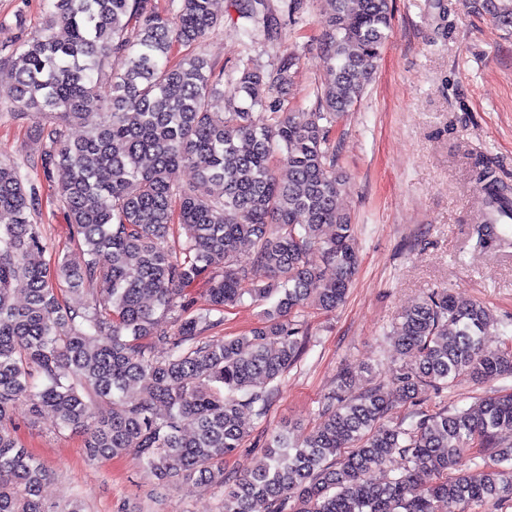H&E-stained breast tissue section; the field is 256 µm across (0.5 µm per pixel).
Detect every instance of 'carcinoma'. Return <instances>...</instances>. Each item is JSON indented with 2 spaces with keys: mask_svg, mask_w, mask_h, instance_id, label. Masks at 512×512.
<instances>
[{
  "mask_svg": "<svg viewBox=\"0 0 512 512\" xmlns=\"http://www.w3.org/2000/svg\"><path fill=\"white\" fill-rule=\"evenodd\" d=\"M329 2L333 79L315 112L283 111L291 56L271 71L245 63L224 104V72L197 52L221 23L212 0H179L173 19L152 0H51L43 29L10 50L0 84L10 83L11 116L34 120L41 149L22 165L0 161V512H86L78 496L62 507L42 497L48 470L10 427L20 405L52 411L91 458L136 453L161 488L221 490L220 512H478L512 499V450L498 440L512 431V393L475 409L426 404L461 379L512 376V343H484L490 310L448 290L401 314L391 342L412 359L392 380L329 398L297 439L272 432L250 472L224 469L250 437L242 410L264 416L305 350L299 317L343 305L360 263L330 126L373 80L391 13L389 0ZM483 8L512 30L511 3ZM104 68L107 99L94 81ZM93 108L102 120L72 138ZM48 112L64 123L41 121ZM24 167L67 173L57 194L77 258L45 260L40 191ZM183 167L194 181L176 180ZM475 168L491 214L478 240L509 247L499 226L512 223V201L492 169ZM200 283L204 311L192 296ZM73 294L83 307L67 304ZM246 297L273 301L264 320L209 335ZM97 400L109 416L96 415ZM405 406L408 424L394 418ZM396 454L409 466L374 480Z\"/></svg>",
  "mask_w": 512,
  "mask_h": 512,
  "instance_id": "carcinoma-1",
  "label": "carcinoma"
}]
</instances>
